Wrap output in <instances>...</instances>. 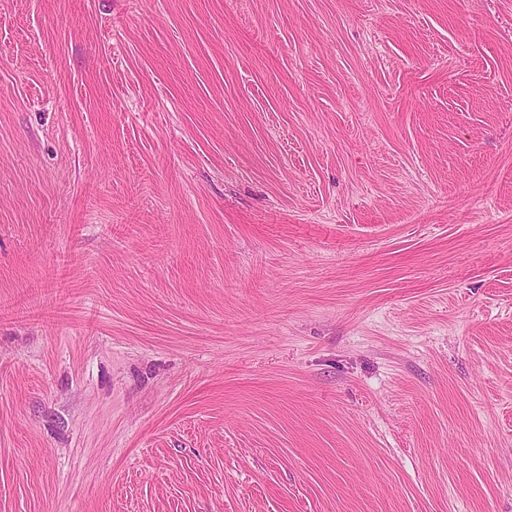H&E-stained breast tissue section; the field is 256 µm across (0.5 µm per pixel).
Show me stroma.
<instances>
[{
	"mask_svg": "<svg viewBox=\"0 0 512 512\" xmlns=\"http://www.w3.org/2000/svg\"><path fill=\"white\" fill-rule=\"evenodd\" d=\"M0 512H512V0H0Z\"/></svg>",
	"mask_w": 512,
	"mask_h": 512,
	"instance_id": "1",
	"label": "stroma"
}]
</instances>
